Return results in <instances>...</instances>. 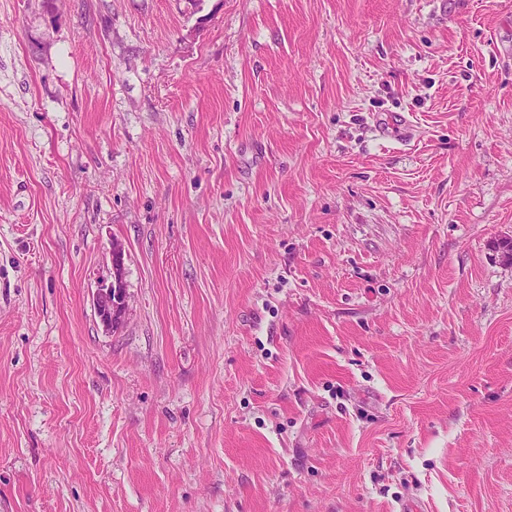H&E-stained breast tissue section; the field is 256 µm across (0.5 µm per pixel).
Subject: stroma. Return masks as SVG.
Returning <instances> with one entry per match:
<instances>
[{
    "instance_id": "obj_1",
    "label": "stroma",
    "mask_w": 512,
    "mask_h": 512,
    "mask_svg": "<svg viewBox=\"0 0 512 512\" xmlns=\"http://www.w3.org/2000/svg\"><path fill=\"white\" fill-rule=\"evenodd\" d=\"M510 237L512 0H0V512H512ZM111 289H113L112 284H110L106 290H101L99 303L96 304V311L100 322L104 326L114 327L118 323L113 325L112 322L119 320L125 312L126 299L124 295H122L121 297L114 298V302H112Z\"/></svg>"
}]
</instances>
